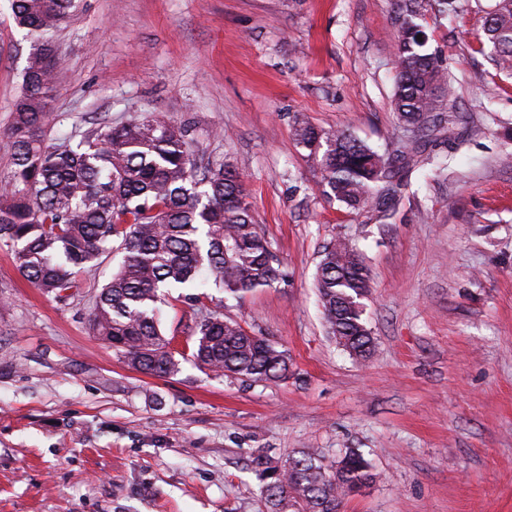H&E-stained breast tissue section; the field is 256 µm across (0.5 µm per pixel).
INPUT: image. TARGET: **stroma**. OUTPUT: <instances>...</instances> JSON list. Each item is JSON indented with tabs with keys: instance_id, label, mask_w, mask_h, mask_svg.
Instances as JSON below:
<instances>
[{
	"instance_id": "stroma-1",
	"label": "stroma",
	"mask_w": 512,
	"mask_h": 512,
	"mask_svg": "<svg viewBox=\"0 0 512 512\" xmlns=\"http://www.w3.org/2000/svg\"><path fill=\"white\" fill-rule=\"evenodd\" d=\"M396 0H82L57 34L52 137L154 115L191 126L197 156L244 166L282 279L232 298L171 290L160 327L187 351L207 311L268 337L288 380L152 376L89 330L120 251L60 302L0 243V512H263L250 456L359 449L374 479L341 512H512V77L480 37L493 0L427 14L473 133L447 182L413 174L392 223L325 199L296 120L389 148ZM29 44L0 0V182ZM365 256L375 338L353 361L326 333L324 247Z\"/></svg>"
}]
</instances>
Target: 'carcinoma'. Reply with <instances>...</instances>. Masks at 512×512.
I'll return each mask as SVG.
<instances>
[{"label": "carcinoma", "instance_id": "cac0c4a2", "mask_svg": "<svg viewBox=\"0 0 512 512\" xmlns=\"http://www.w3.org/2000/svg\"><path fill=\"white\" fill-rule=\"evenodd\" d=\"M80 0H11L16 26L31 43L22 90L7 137L11 172L0 192V242L17 270L58 299L92 275L120 242L123 262L90 311L93 335L131 367L154 376L174 373L179 360L160 330L166 288H206L239 296L282 279L280 264L256 224L239 168L195 157L190 127L159 117L88 132L75 143L50 137L48 106L61 62L54 35ZM456 11V0H397L393 105L405 135L379 153L345 133L305 121L295 125L317 186L330 202L387 224L414 170L447 171L429 149L454 121L446 113L453 77L442 51L425 50L420 20ZM422 40H417V35ZM491 61L512 69V0H495L485 17ZM315 288L326 332L357 360L374 340L361 299L369 279L364 257L339 238L324 250ZM191 357L218 376L245 383H279L291 374L288 350L224 318L217 308L196 325ZM265 512H340L344 498L372 479L357 448L339 457L309 450L254 457Z\"/></svg>", "mask_w": 512, "mask_h": 512}]
</instances>
